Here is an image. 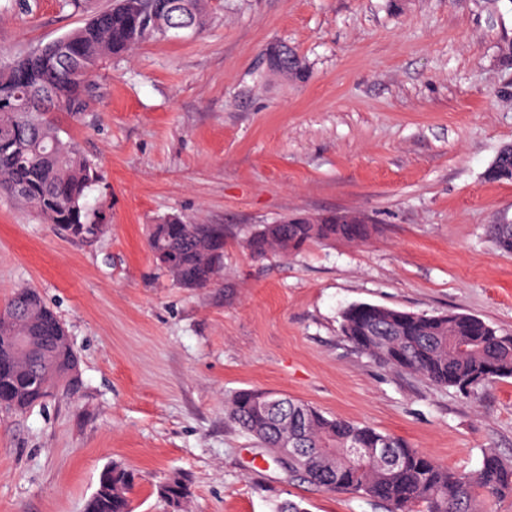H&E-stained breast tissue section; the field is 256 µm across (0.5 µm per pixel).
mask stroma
Returning <instances> with one entry per match:
<instances>
[{
    "label": "stroma",
    "mask_w": 512,
    "mask_h": 512,
    "mask_svg": "<svg viewBox=\"0 0 512 512\" xmlns=\"http://www.w3.org/2000/svg\"><path fill=\"white\" fill-rule=\"evenodd\" d=\"M112 0H0V63ZM200 32L143 44L101 71L70 132L101 180L111 229L73 241L0 197V304L39 289L80 358L78 394L0 410V512H84L104 467L134 470V512H381L287 473L226 420L241 389L301 400L399 436L459 472L512 460V378L478 396L385 368L341 333L367 302L451 311L512 331V0H209ZM292 51L297 79L272 69ZM348 215L363 241L253 257L254 226ZM176 215L227 230L222 286L177 287L148 227ZM506 147H503L485 171V177L491 181H512V160L511 154L507 157H503L502 154L506 151ZM499 162L497 164V162ZM496 163V164H495ZM507 170V174H504V170ZM161 497L172 512H189L191 490L188 480L175 472L169 475L159 486ZM169 511V512H170Z\"/></svg>",
    "instance_id": "35a3bbf8"
}]
</instances>
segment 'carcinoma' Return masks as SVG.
Listing matches in <instances>:
<instances>
[{"mask_svg":"<svg viewBox=\"0 0 512 512\" xmlns=\"http://www.w3.org/2000/svg\"><path fill=\"white\" fill-rule=\"evenodd\" d=\"M207 0H112L64 35L68 54L52 43L0 66V193L25 205L36 218L71 240L89 242L108 225L86 203L98 183L95 163L82 152L61 118L84 115L93 78L143 43L172 35L182 25L199 32L207 24ZM272 67L296 78L298 61L274 48ZM491 181H512V158L497 154L485 171ZM335 216L304 224L290 218L260 224L246 240L257 258L290 254L314 241H362L367 224ZM498 248L512 253V224L495 227ZM222 224H185L170 217L149 225L157 267L181 288H206L223 280ZM343 336L380 364L413 373L437 387L473 394L512 378V333L469 314L426 315L370 303L341 313ZM79 388V357L68 330L35 288H20L0 307V408L26 412L62 390ZM225 418L276 452L285 434L301 437L302 453L288 461L297 473L327 491L380 503L385 512H483L482 497L512 495V462L494 452L475 473L451 471L395 435L368 425L328 418L315 407L272 392L247 389L225 405ZM137 474L120 463L105 467L85 512H133ZM171 512H189L188 480L175 472L160 485Z\"/></svg>","mask_w":512,"mask_h":512,"instance_id":"cac0c4a2","label":"carcinoma"}]
</instances>
